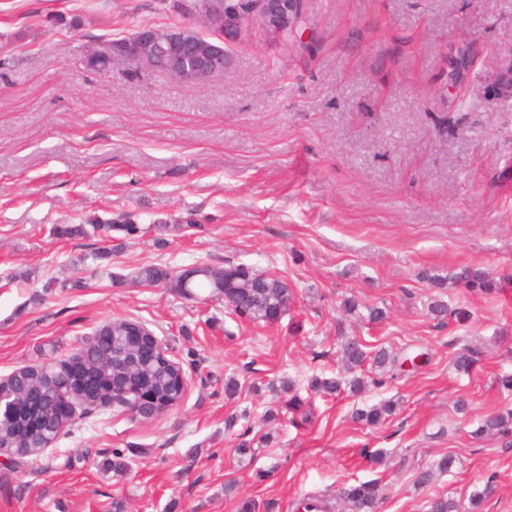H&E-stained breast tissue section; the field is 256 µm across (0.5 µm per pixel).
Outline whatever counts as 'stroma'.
<instances>
[{
	"label": "stroma",
	"mask_w": 512,
	"mask_h": 512,
	"mask_svg": "<svg viewBox=\"0 0 512 512\" xmlns=\"http://www.w3.org/2000/svg\"><path fill=\"white\" fill-rule=\"evenodd\" d=\"M155 3L0 0V376L135 319L188 378L165 416L101 407L39 456L0 458V512H236L244 497L293 512L305 494L373 479L377 512H425L439 492L465 502L488 483L480 512H512V446L472 435L512 407L496 382L512 373V285L485 296L429 282L463 265L512 278V0H310L301 44L252 33L196 85L89 65V49L159 22ZM93 215L145 232L112 261L74 265L82 240L52 229ZM200 262L279 276L295 300L257 324L207 291L132 278ZM436 299L471 319L436 318ZM372 307L385 319L368 321ZM341 333L423 361L354 397L315 393L313 378L339 371ZM466 346L482 356L463 374ZM284 380L305 420L277 392ZM386 400L398 406L383 424L355 420ZM448 454V473L416 484Z\"/></svg>",
	"instance_id": "stroma-1"
}]
</instances>
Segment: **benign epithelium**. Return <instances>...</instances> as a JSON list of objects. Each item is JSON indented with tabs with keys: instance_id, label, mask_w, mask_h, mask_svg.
I'll list each match as a JSON object with an SVG mask.
<instances>
[{
	"instance_id": "benign-epithelium-1",
	"label": "benign epithelium",
	"mask_w": 512,
	"mask_h": 512,
	"mask_svg": "<svg viewBox=\"0 0 512 512\" xmlns=\"http://www.w3.org/2000/svg\"><path fill=\"white\" fill-rule=\"evenodd\" d=\"M224 9V25L214 26L203 36L195 21L194 3L185 4V19L173 28L140 27L121 45H106L89 52V63L110 74L120 65L129 71H162L182 83L201 84L224 72L229 46L241 42L243 34L257 27L266 42L277 45L289 33L298 32L307 0H215ZM139 358L175 363L170 348L146 325L129 337Z\"/></svg>"
}]
</instances>
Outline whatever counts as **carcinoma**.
Listing matches in <instances>:
<instances>
[{
	"instance_id": "cac0c4a2",
	"label": "carcinoma",
	"mask_w": 512,
	"mask_h": 512,
	"mask_svg": "<svg viewBox=\"0 0 512 512\" xmlns=\"http://www.w3.org/2000/svg\"><path fill=\"white\" fill-rule=\"evenodd\" d=\"M140 233L138 225L128 217L102 219L93 216L81 224H60L53 234L61 239H87L96 248L91 252L95 259H110L112 254L123 250L126 241ZM200 274L189 283L188 290L207 289L213 297L223 299L224 305L233 306L232 312L250 322H266L280 311H286L293 302V291L284 279L271 274L254 271L244 265L227 264L215 267L200 264ZM135 280L146 286L171 285L183 290V275L166 265L148 264L137 268ZM448 286L463 287L470 292L489 295L502 288L500 280L479 267L464 266L447 278ZM125 347V337L118 335L113 343L104 350L83 345L85 365L82 375L84 396L82 410L90 412L100 407L97 398L112 389V350ZM336 354L340 356L343 372L330 378L315 377L310 387L325 395H339L346 385L351 392L358 394L369 386L378 388L385 383V374L391 372L393 356L383 349L370 351L359 336H339L336 342ZM480 352L464 347L454 360L457 371L469 374L479 362ZM372 363L380 371L379 376H364L362 371L367 363ZM42 369V373L33 375L34 381L20 386L26 399V408L20 415H5L0 418V448H13L29 457L34 456L32 448L44 441L54 440L68 431L73 421L62 423L59 412L61 397L68 392L67 376L57 371H44L46 365H33L31 369ZM135 387L149 390L156 404L143 407L141 418L151 419L162 416L178 406L183 398L178 378L161 363L146 364L141 361L133 371L126 390ZM394 412L391 400L383 401L356 413V418L368 425L375 426ZM476 435L499 434L505 438L512 436V409L499 410L484 415L476 430ZM452 467V458L442 457L431 467L421 471L416 483L427 486L435 475L448 472ZM492 492L486 485L480 492L473 494L469 504L435 494L427 500V512H477V506ZM381 486L377 481H357L344 485L336 504L329 508L336 512H374L380 500Z\"/></svg>"
}]
</instances>
